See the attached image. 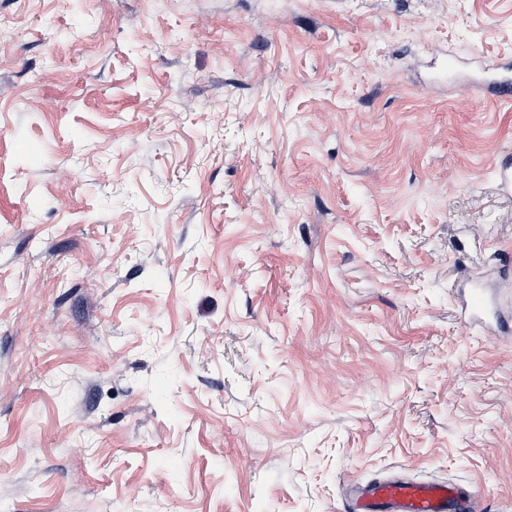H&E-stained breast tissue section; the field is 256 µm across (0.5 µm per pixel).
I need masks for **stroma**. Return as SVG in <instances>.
<instances>
[{
	"label": "stroma",
	"instance_id": "obj_1",
	"mask_svg": "<svg viewBox=\"0 0 512 512\" xmlns=\"http://www.w3.org/2000/svg\"><path fill=\"white\" fill-rule=\"evenodd\" d=\"M506 60L512 0H0V512H512ZM467 315L472 320H485L489 316L498 317L493 311L483 288H473L469 303L467 304ZM350 512H472L473 501L446 482L379 480L356 486Z\"/></svg>",
	"mask_w": 512,
	"mask_h": 512
}]
</instances>
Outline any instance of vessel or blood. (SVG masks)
I'll use <instances>...</instances> for the list:
<instances>
[{"mask_svg":"<svg viewBox=\"0 0 512 512\" xmlns=\"http://www.w3.org/2000/svg\"><path fill=\"white\" fill-rule=\"evenodd\" d=\"M493 310L484 289H472L467 315L483 320ZM350 512H473V501L445 482L379 480L356 486Z\"/></svg>","mask_w":512,"mask_h":512,"instance_id":"1","label":"vessel or blood"}]
</instances>
